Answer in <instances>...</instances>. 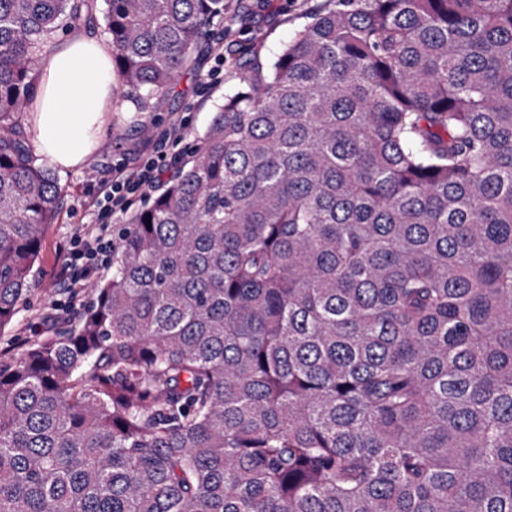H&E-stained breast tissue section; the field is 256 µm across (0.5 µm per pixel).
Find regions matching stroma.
<instances>
[{
    "instance_id": "obj_1",
    "label": "stroma",
    "mask_w": 512,
    "mask_h": 512,
    "mask_svg": "<svg viewBox=\"0 0 512 512\" xmlns=\"http://www.w3.org/2000/svg\"><path fill=\"white\" fill-rule=\"evenodd\" d=\"M222 22L211 24L195 46L189 71L180 74L162 94L149 96L134 89L116 92L123 111L113 113L111 132L83 167L57 172L65 189L54 224L41 239L38 259L31 272L32 289L10 327L0 333V352L15 353L47 336L64 333L75 323L73 312L57 310L63 299L58 272L68 241L79 225L94 218V201L100 180L111 177L113 168L136 165L155 155L156 130L174 116L189 120L188 135L177 146L181 157H188L189 146L208 129L224 94L238 82L239 57L256 52L269 58L302 27L322 0H225ZM220 42L224 60L216 62L210 51ZM223 76L208 86L214 67Z\"/></svg>"
}]
</instances>
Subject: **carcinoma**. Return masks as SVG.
I'll return each mask as SVG.
<instances>
[{"label": "carcinoma", "instance_id": "carcinoma-1", "mask_svg": "<svg viewBox=\"0 0 512 512\" xmlns=\"http://www.w3.org/2000/svg\"><path fill=\"white\" fill-rule=\"evenodd\" d=\"M164 92L224 0H104ZM0 0V333L62 188L23 116L59 25ZM68 333L0 358V512H512V0H324L239 63Z\"/></svg>", "mask_w": 512, "mask_h": 512}]
</instances>
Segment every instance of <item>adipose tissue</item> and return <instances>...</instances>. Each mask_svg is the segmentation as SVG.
I'll return each instance as SVG.
<instances>
[{"label": "adipose tissue", "instance_id": "adipose-tissue-1", "mask_svg": "<svg viewBox=\"0 0 512 512\" xmlns=\"http://www.w3.org/2000/svg\"><path fill=\"white\" fill-rule=\"evenodd\" d=\"M111 53L103 41L80 35L40 58L38 114L30 131L40 161L72 169L96 151L116 105Z\"/></svg>", "mask_w": 512, "mask_h": 512}]
</instances>
